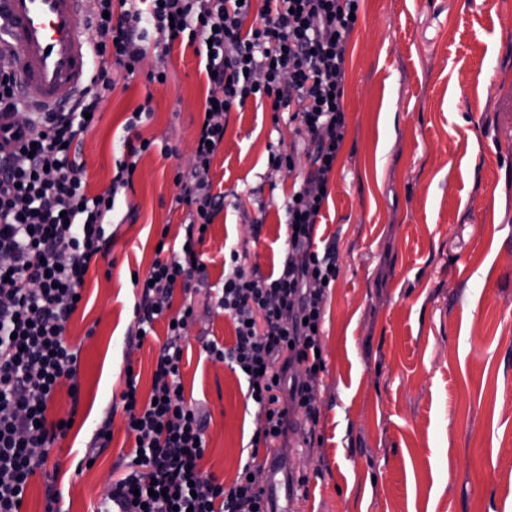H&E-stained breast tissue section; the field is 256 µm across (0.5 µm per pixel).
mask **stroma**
Returning <instances> with one entry per match:
<instances>
[{
  "label": "stroma",
  "mask_w": 512,
  "mask_h": 512,
  "mask_svg": "<svg viewBox=\"0 0 512 512\" xmlns=\"http://www.w3.org/2000/svg\"><path fill=\"white\" fill-rule=\"evenodd\" d=\"M156 69L166 82L148 81ZM207 91L192 50L153 46L84 138L97 193L127 153L131 112L154 110L137 133L155 146L116 197L108 253L91 265L67 326L80 350V406L63 389L50 404L49 420L74 423L31 481L23 512H43L50 485L63 512H98L133 449L119 399L124 368L133 365L149 396L166 327L130 344L132 278L147 275L159 239H184L175 176L191 166ZM344 107L347 135L317 226L318 245L334 249L339 268L324 304L320 420L303 448L304 417L293 413L279 451L291 478L309 479L292 512H512V0H360ZM294 139L267 104L251 98L230 112L207 174L224 196L200 247L213 288L236 245L263 273L277 267L284 203L309 168ZM162 142L172 154L160 152ZM273 148L297 151L293 170L270 173ZM190 300L184 398L206 417L204 470L229 482L255 409L245 383L202 349L207 339L232 343V318L179 287L172 307ZM107 416L112 441L82 466Z\"/></svg>",
  "instance_id": "stroma-1"
}]
</instances>
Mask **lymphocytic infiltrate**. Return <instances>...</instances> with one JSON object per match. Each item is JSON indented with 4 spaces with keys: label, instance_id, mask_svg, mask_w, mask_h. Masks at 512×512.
<instances>
[{
    "label": "lymphocytic infiltrate",
    "instance_id": "1",
    "mask_svg": "<svg viewBox=\"0 0 512 512\" xmlns=\"http://www.w3.org/2000/svg\"><path fill=\"white\" fill-rule=\"evenodd\" d=\"M129 0H96L89 16L92 70L73 102L36 110L18 93L13 69L0 64V512H22L30 479L43 470L67 427L48 421L59 386L80 397L79 351L65 337L91 263L105 258L112 240L106 217L117 194L132 183L140 141L116 160L108 188L90 194L79 160L115 72L133 77L155 30L163 52L193 49L208 79L204 117L193 165L177 174L176 204L186 206L185 246L156 259L133 303L136 332L150 336L168 322L153 374L151 398L139 401V374L125 376L120 394L126 431L136 444L113 479L99 512H267L263 489L252 480L260 449L276 447L291 412L318 424L314 393L326 368L320 328L336 255L315 242L325 189L346 135L347 44L356 0H149V12ZM269 100L287 113L307 142L310 169L288 199L285 256L276 272L248 264L246 249L224 259V286L216 305L234 322L232 345L207 341L203 349L247 384L259 424L251 452L231 484L202 467L205 421L183 395L181 361L192 305L172 308L175 287L208 281L195 236L224 206L201 179L224 140L227 116L248 98Z\"/></svg>",
    "mask_w": 512,
    "mask_h": 512
}]
</instances>
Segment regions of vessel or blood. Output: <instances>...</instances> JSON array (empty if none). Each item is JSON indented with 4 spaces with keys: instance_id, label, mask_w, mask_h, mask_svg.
Wrapping results in <instances>:
<instances>
[{
    "instance_id": "vessel-or-blood-1",
    "label": "vessel or blood",
    "mask_w": 512,
    "mask_h": 512,
    "mask_svg": "<svg viewBox=\"0 0 512 512\" xmlns=\"http://www.w3.org/2000/svg\"><path fill=\"white\" fill-rule=\"evenodd\" d=\"M84 0H0V51L13 52L19 93L31 103L55 108L61 89L78 90L89 74L88 18ZM265 465L269 512H289L286 468L278 452Z\"/></svg>"
}]
</instances>
